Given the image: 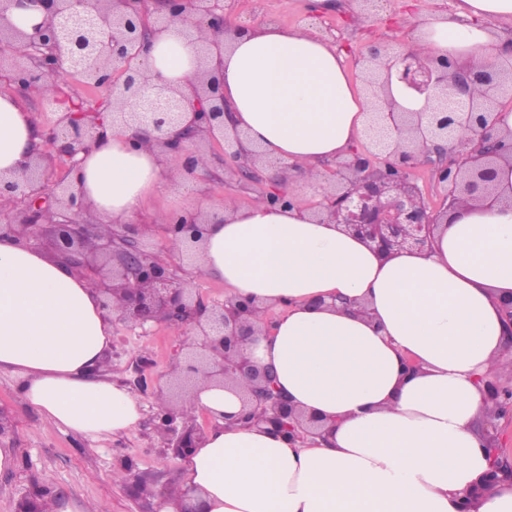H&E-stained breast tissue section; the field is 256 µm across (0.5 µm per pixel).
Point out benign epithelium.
Segmentation results:
<instances>
[{
  "instance_id": "obj_1",
  "label": "benign epithelium",
  "mask_w": 512,
  "mask_h": 512,
  "mask_svg": "<svg viewBox=\"0 0 512 512\" xmlns=\"http://www.w3.org/2000/svg\"><path fill=\"white\" fill-rule=\"evenodd\" d=\"M37 7L43 21L31 30L13 24L14 8ZM172 24L185 27L200 42L204 57L219 55L224 42L245 30L230 22L224 0H0V60L10 59L3 74L20 91L53 87L65 76L78 74L85 84L112 99L119 93L137 104L133 112H121L120 123L137 139L152 141L159 153L177 170L211 176L206 153L190 147L219 148L231 160V173L248 184L263 180L261 171L290 178L289 167L245 145L246 137L227 122L229 112L219 77L203 70L190 93L179 91L133 62L150 49L152 38ZM392 47L372 43L361 52L362 81L373 112L368 136L370 147L355 149L350 158L329 169L321 201L309 204L313 216L333 218L345 231L368 243L378 254L391 256L403 250H428L438 225L448 223V213L473 203L493 206L503 202L498 190L499 166L512 161V130L501 125L504 87L512 85V63L489 61L460 64L449 58H431L418 48L390 53ZM428 100L439 102L427 123L397 109L390 95L392 80ZM401 137L390 141L388 127ZM107 136L101 112L59 113L44 136L42 149L13 179L0 181V190L13 195L14 205L0 213V238L38 247L94 282L100 303L112 309V297L121 301L116 321L145 328L165 322L189 327L200 341L189 347L183 362L170 372L175 397L193 386L200 374L218 385L239 376L249 383L241 410L231 419L243 427L263 424L266 429L303 442L320 428V420L304 418L284 394L270 367L255 364L246 344L269 333L272 320L263 327L252 321L256 301L228 297L211 306L182 284L180 265L162 261L145 250L143 239L151 224H115L109 236L100 224L83 219L87 210L83 195L70 183L58 191L45 187L47 170L58 160L68 168L75 157L87 153ZM425 168L437 187L438 202L426 200L416 171ZM271 206L288 207L293 196L273 184L260 198ZM219 215L198 212L165 219V229L181 261L193 259L204 240L207 225ZM485 399L494 408L488 422L493 466L488 482L499 475L512 479V455L499 446L494 419L512 414V384L497 378L484 383ZM176 405L155 413L165 448L183 456L200 445L205 430L177 424ZM50 489L22 493L15 512H40L42 495Z\"/></svg>"
}]
</instances>
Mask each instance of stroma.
<instances>
[{
  "instance_id": "1",
  "label": "stroma",
  "mask_w": 512,
  "mask_h": 512,
  "mask_svg": "<svg viewBox=\"0 0 512 512\" xmlns=\"http://www.w3.org/2000/svg\"><path fill=\"white\" fill-rule=\"evenodd\" d=\"M341 9L310 13L306 0H228L234 20L247 26L268 22L283 26H307L317 32L333 31L336 48L353 61L372 41L398 49L413 46L420 24L434 16L454 18L456 0H388L373 14L356 23L345 20L352 0H341ZM61 91L53 95L35 89L23 93V102L34 111L42 128H49L63 104L71 99L91 100L96 93L84 86L81 77H65ZM174 189L189 188V204L195 211L219 210L224 205L238 208L256 203L261 184L242 187L237 177L225 175L220 181L198 180L174 175ZM169 200L161 194L148 201L140 214L143 223L153 225L145 246L163 260L175 262L176 251L158 221L167 213ZM186 346L180 330L166 323L131 328L115 325L103 379L127 388L143 404L137 427L92 441L66 428L46 424L39 412L19 394V381L0 371V406L15 422L12 444L17 465L0 473V512H14L17 498L32 486H45L64 497L107 506L109 512H147L149 497L128 491L125 471L138 474L144 486L158 490L178 481L180 463L164 446L152 416L161 389L167 386L172 365L181 361Z\"/></svg>"
}]
</instances>
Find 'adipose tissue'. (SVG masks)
<instances>
[{"instance_id": "adipose-tissue-1", "label": "adipose tissue", "mask_w": 512, "mask_h": 512, "mask_svg": "<svg viewBox=\"0 0 512 512\" xmlns=\"http://www.w3.org/2000/svg\"><path fill=\"white\" fill-rule=\"evenodd\" d=\"M456 10L457 21L422 23L417 48L474 63L512 55V43L481 24L512 21V0H458ZM142 67L187 89L197 47L172 25ZM218 75L249 144L297 167L309 192L323 186L326 163L366 142L362 84L314 30L254 26L224 48ZM131 136L112 129L69 175L106 234L170 191L164 158ZM40 145L27 106L1 93L0 177L18 173ZM195 269L258 301L255 318L272 329L249 355L329 432L289 443L224 422L239 397L199 378L181 411L216 425L182 458L161 512H177L189 493L208 512H512V481L482 482L492 466L483 383L512 367L500 309L512 297V206L461 209L431 250L387 259L339 224L315 222L300 201L229 207L209 226ZM114 320L91 281L39 249L0 241V369L52 426L95 440L140 421L141 403L99 375ZM410 358L419 369L408 376Z\"/></svg>"}]
</instances>
